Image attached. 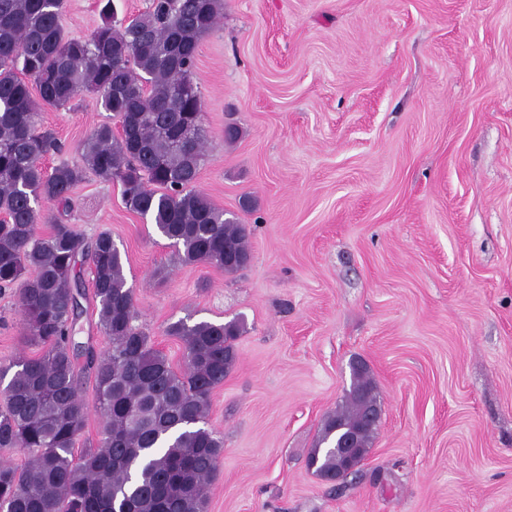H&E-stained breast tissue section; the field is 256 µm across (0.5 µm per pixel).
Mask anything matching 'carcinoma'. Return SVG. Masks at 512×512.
Masks as SVG:
<instances>
[{"label": "carcinoma", "mask_w": 512, "mask_h": 512, "mask_svg": "<svg viewBox=\"0 0 512 512\" xmlns=\"http://www.w3.org/2000/svg\"><path fill=\"white\" fill-rule=\"evenodd\" d=\"M65 0H0V289L17 288L26 338L41 346L0 368V449L25 454L0 460V512H206L224 438L208 427L213 391L238 361L245 320H178L167 334L185 345L176 370L135 324L134 290L122 254L103 231L87 240L55 214L92 172L122 187L125 208L150 217L185 265L228 273L251 260V228L196 188L205 151L203 100L193 84L199 39L223 15V0H148L146 10L114 19L109 2L90 36L63 29ZM119 116L122 132L103 122L80 142L83 165L50 169L39 157L59 150L42 129L47 108L82 92ZM50 225L40 234L37 225ZM90 264L85 284L78 261ZM92 292L98 324L110 341L99 353L75 339L80 298ZM93 378L103 418L96 446L76 448L85 426L82 381ZM377 399L365 369L351 371L343 402L322 422L308 466L314 475L341 469L324 448L338 427L364 413L358 391Z\"/></svg>", "instance_id": "cac0c4a2"}]
</instances>
